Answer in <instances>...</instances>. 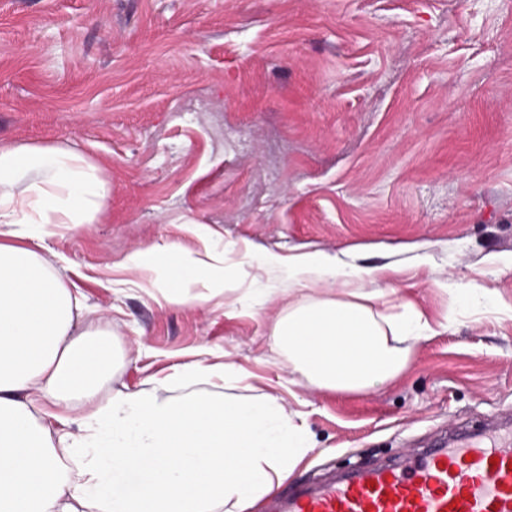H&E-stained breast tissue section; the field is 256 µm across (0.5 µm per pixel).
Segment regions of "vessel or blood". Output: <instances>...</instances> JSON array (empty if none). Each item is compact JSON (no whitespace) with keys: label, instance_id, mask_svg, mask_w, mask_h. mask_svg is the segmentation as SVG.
<instances>
[{"label":"vessel or blood","instance_id":"obj_1","mask_svg":"<svg viewBox=\"0 0 512 512\" xmlns=\"http://www.w3.org/2000/svg\"><path fill=\"white\" fill-rule=\"evenodd\" d=\"M271 512H512V430L444 437L398 465L296 486Z\"/></svg>","mask_w":512,"mask_h":512}]
</instances>
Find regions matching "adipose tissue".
<instances>
[{
  "label": "adipose tissue",
  "instance_id": "1",
  "mask_svg": "<svg viewBox=\"0 0 512 512\" xmlns=\"http://www.w3.org/2000/svg\"><path fill=\"white\" fill-rule=\"evenodd\" d=\"M106 169L63 145L0 143V512H254L316 446L276 396L239 399L229 366L190 362L168 382L207 383L180 399L104 386L111 333L81 329L83 301L37 248L96 223ZM127 264L164 266L169 302H190L199 265L176 243L135 251ZM293 300L273 348L313 389L386 385L411 349L439 330L396 288L387 266L325 254L269 256Z\"/></svg>",
  "mask_w": 512,
  "mask_h": 512
}]
</instances>
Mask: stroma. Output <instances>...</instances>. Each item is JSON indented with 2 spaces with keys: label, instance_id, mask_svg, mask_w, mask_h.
<instances>
[{
  "label": "stroma",
  "instance_id": "35a3bbf8",
  "mask_svg": "<svg viewBox=\"0 0 512 512\" xmlns=\"http://www.w3.org/2000/svg\"><path fill=\"white\" fill-rule=\"evenodd\" d=\"M0 140L104 166L100 223L41 254L112 331L113 390L202 360L248 372L317 446L313 484L512 411V0H0ZM224 246L232 290L166 302L123 267ZM395 267L441 334L367 392L313 390L269 346L292 301L267 254ZM495 290L459 304L443 282ZM271 298L248 306L255 284Z\"/></svg>",
  "mask_w": 512,
  "mask_h": 512
}]
</instances>
